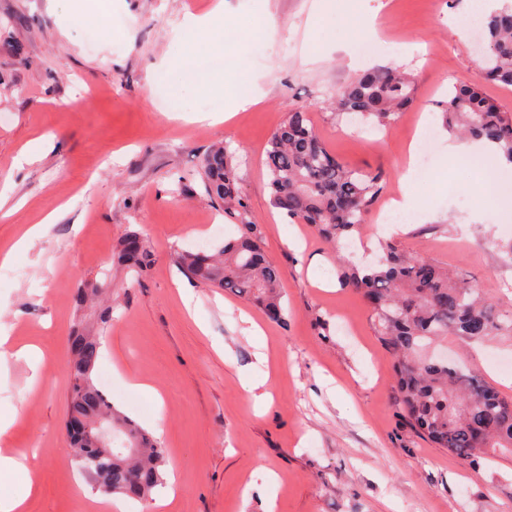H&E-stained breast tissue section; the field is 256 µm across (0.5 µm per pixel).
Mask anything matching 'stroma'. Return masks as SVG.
I'll return each instance as SVG.
<instances>
[{"instance_id":"obj_1","label":"stroma","mask_w":512,"mask_h":512,"mask_svg":"<svg viewBox=\"0 0 512 512\" xmlns=\"http://www.w3.org/2000/svg\"><path fill=\"white\" fill-rule=\"evenodd\" d=\"M214 0H86L91 21L77 27L68 0H0V248L19 226L59 218L28 250L0 264V325L9 350L37 347V365L11 361L0 375V418L13 423L0 449L22 456L25 473L0 480L18 494L26 474L36 485L26 512H107L81 487L67 456L63 418L73 330L85 314L76 291L110 285L112 319L96 377L113 406L144 428L160 426L166 476L176 494L162 512H264L265 478L279 476L275 512H512V453L478 462L432 447L411 431L393 404L391 354L374 336L360 295L339 285L342 261L375 263L381 241L448 266L499 307L512 306V210L488 208L495 169L448 159L438 104L456 83L475 84L512 115V87L485 82L472 32L456 34L463 0H268L278 32L250 36L254 0H228L239 57L225 61L234 82L261 101L216 125L190 121L228 106L221 92L182 86L161 59L179 55L187 15ZM119 28L101 36L102 18ZM373 22L386 47L377 59L360 28ZM416 78L413 103L388 127L337 119L336 92L376 64ZM165 75L164 94L144 97ZM308 112L328 149L347 167L383 171L386 184L354 236L355 250L334 252L307 225H293L271 203L264 164L268 139L288 112ZM430 124L438 157L417 182L413 223H381L387 197L406 170L413 124ZM48 137L40 158L17 165L21 150ZM225 147L237 164L230 202L207 194L201 160ZM262 227L267 256L282 273L284 322L265 321L252 303L192 282L184 307L175 263L179 250L213 251L238 237L237 208ZM137 232L152 254L135 276L115 248ZM300 235L303 250L289 247ZM331 281L335 290L319 284ZM262 322L265 342L244 332ZM448 347L473 374L512 399V374L493 364L511 357L512 341L492 338ZM267 363H259V353ZM232 364H225V357ZM249 372L272 395L256 410L239 374ZM147 379L158 397L130 385Z\"/></svg>"}]
</instances>
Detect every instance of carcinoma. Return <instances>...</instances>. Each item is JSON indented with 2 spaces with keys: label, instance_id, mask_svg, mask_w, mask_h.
Masks as SVG:
<instances>
[{
  "label": "carcinoma",
  "instance_id": "1",
  "mask_svg": "<svg viewBox=\"0 0 512 512\" xmlns=\"http://www.w3.org/2000/svg\"><path fill=\"white\" fill-rule=\"evenodd\" d=\"M482 39L486 79L512 86V4L485 14ZM414 98L411 75L377 67L350 81L336 95V115H358L373 126L390 125ZM451 132L487 141L512 163V116L480 89L457 84L442 104ZM272 205L295 224H308L333 248L360 231L381 194V171L345 167L327 148L308 113L293 111L266 144ZM208 193L233 200L237 172L227 149L207 153L201 163ZM240 236L213 254L175 252V262L201 282L258 306L273 323L284 320L279 267L265 254L261 226L239 225ZM118 258L144 274L151 254L143 239L121 240ZM344 285L367 305L374 335L395 358V405L410 429L436 448L471 462L512 452V400L448 357L436 353L450 336L476 342L512 337V309H499L464 278L432 259L387 243L377 263L347 266ZM103 336L81 330L72 338L67 367L70 396L64 421L81 419L87 433L73 444L72 462L98 489L128 496L144 505L164 484L165 449L148 431L115 409L95 379ZM112 421V437L122 448L99 444L98 423Z\"/></svg>",
  "mask_w": 512,
  "mask_h": 512
}]
</instances>
